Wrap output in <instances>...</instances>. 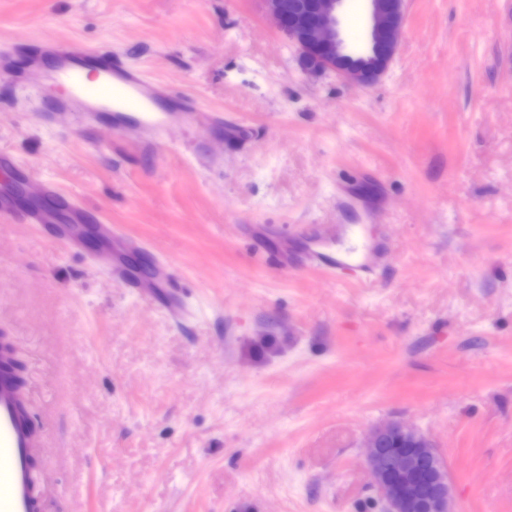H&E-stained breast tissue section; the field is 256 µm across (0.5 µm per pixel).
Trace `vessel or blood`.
Wrapping results in <instances>:
<instances>
[{"instance_id": "obj_1", "label": "vessel or blood", "mask_w": 512, "mask_h": 512, "mask_svg": "<svg viewBox=\"0 0 512 512\" xmlns=\"http://www.w3.org/2000/svg\"><path fill=\"white\" fill-rule=\"evenodd\" d=\"M56 58L45 82L62 88L48 104L52 112H72L85 118L119 112L125 122H145L151 139H162L169 119L193 109L190 97L180 96L178 107L165 104L145 75L76 43H49ZM318 266L333 270L341 264L334 238L319 235L310 254ZM41 446L27 424L22 398L9 374L0 373V512H35L31 465Z\"/></svg>"}]
</instances>
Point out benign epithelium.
Instances as JSON below:
<instances>
[{"label": "benign epithelium", "instance_id": "1", "mask_svg": "<svg viewBox=\"0 0 512 512\" xmlns=\"http://www.w3.org/2000/svg\"><path fill=\"white\" fill-rule=\"evenodd\" d=\"M345 0H264L275 26L294 44L302 65L312 72L331 70L347 83H376L393 60L404 25V0H365V42L368 51L348 48L340 14ZM405 438L420 436L402 421L372 429L365 439V458L384 512H454L451 488L442 461L432 445L423 449L436 467L434 490L421 496L413 482L417 459L385 447L393 431Z\"/></svg>", "mask_w": 512, "mask_h": 512}]
</instances>
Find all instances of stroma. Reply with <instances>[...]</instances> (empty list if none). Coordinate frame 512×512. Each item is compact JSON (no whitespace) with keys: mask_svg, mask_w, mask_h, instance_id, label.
Segmentation results:
<instances>
[{"mask_svg":"<svg viewBox=\"0 0 512 512\" xmlns=\"http://www.w3.org/2000/svg\"><path fill=\"white\" fill-rule=\"evenodd\" d=\"M70 40L212 119L148 146L0 75V340L43 512H383L363 442L393 419L455 512H512V0H406L369 87L307 73L263 0H0V51ZM49 182L95 223H32ZM314 249L310 259L316 261L318 266L324 270H335L344 264L336 257V245L334 237L323 236L321 233L314 238Z\"/></svg>","mask_w":512,"mask_h":512,"instance_id":"1","label":"stroma"}]
</instances>
